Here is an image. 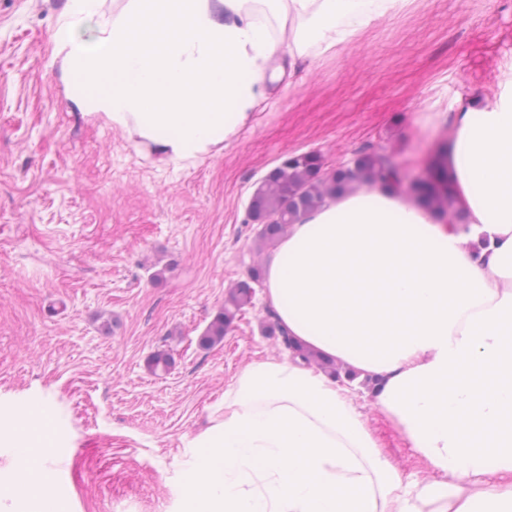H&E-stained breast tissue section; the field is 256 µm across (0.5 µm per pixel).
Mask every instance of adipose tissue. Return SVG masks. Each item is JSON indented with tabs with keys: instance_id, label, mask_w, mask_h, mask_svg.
Instances as JSON below:
<instances>
[{
	"instance_id": "1",
	"label": "adipose tissue",
	"mask_w": 512,
	"mask_h": 512,
	"mask_svg": "<svg viewBox=\"0 0 512 512\" xmlns=\"http://www.w3.org/2000/svg\"><path fill=\"white\" fill-rule=\"evenodd\" d=\"M408 0H67L52 40L74 105L165 163L212 153L306 57L336 51ZM438 165L458 218L389 184L289 225L263 300L338 381L257 359L191 448L182 512H512V85L458 106ZM365 391L416 458L404 473L356 402ZM13 512H56L23 436Z\"/></svg>"
}]
</instances>
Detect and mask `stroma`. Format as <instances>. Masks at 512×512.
Returning a JSON list of instances; mask_svg holds the SVG:
<instances>
[{
	"label": "stroma",
	"mask_w": 512,
	"mask_h": 512,
	"mask_svg": "<svg viewBox=\"0 0 512 512\" xmlns=\"http://www.w3.org/2000/svg\"><path fill=\"white\" fill-rule=\"evenodd\" d=\"M67 0H0V420L54 406L44 457L58 512H180L190 449L266 335L262 285L221 344L198 343L228 288L270 253L248 213L257 185L312 153L326 174L361 150L399 189L448 114L512 82V0H411L275 85L237 136L194 163L158 162L71 102L52 34ZM163 278H155L156 270ZM171 355L168 372L150 356ZM360 408L404 472L398 430Z\"/></svg>",
	"instance_id": "35a3bbf8"
}]
</instances>
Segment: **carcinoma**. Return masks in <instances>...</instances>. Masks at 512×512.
<instances>
[{
  "label": "carcinoma",
  "instance_id": "obj_1",
  "mask_svg": "<svg viewBox=\"0 0 512 512\" xmlns=\"http://www.w3.org/2000/svg\"><path fill=\"white\" fill-rule=\"evenodd\" d=\"M318 165L316 157L305 154L293 162L275 168L261 182L260 189L251 200L253 209L257 212H275L280 215L279 223L261 225L258 234L261 242H277L288 232V226L296 223L301 215L321 207L327 197L343 188L349 175L339 173L334 179V184L326 186L315 180ZM395 172V167L388 159L370 151H363L359 155L355 175L384 181L392 178ZM413 189L420 204L433 210L441 219L457 217L451 190L438 191L426 181L416 183ZM262 276V268L257 266L253 268L250 280L241 281L229 290L224 299V307L199 337V344L202 347L210 348L224 341V334L239 312L251 303L252 284L260 282ZM262 328L269 335L280 339L292 353H297L288 331L281 326L274 311H268V320L262 323Z\"/></svg>",
  "mask_w": 512,
  "mask_h": 512
}]
</instances>
